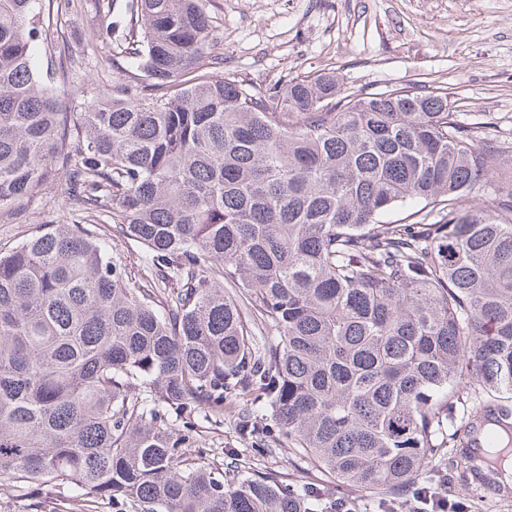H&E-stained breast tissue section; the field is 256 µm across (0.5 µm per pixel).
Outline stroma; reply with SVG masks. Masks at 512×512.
<instances>
[{"mask_svg": "<svg viewBox=\"0 0 512 512\" xmlns=\"http://www.w3.org/2000/svg\"><path fill=\"white\" fill-rule=\"evenodd\" d=\"M125 0H61L40 48L55 62L66 47L74 63L73 94L64 100L80 112L99 90L123 77L129 43L105 42L97 30L104 17L121 21ZM213 50L225 74L256 81H286L306 73H335L343 93L379 92L424 85L447 92L452 111L479 133L512 146V0H210ZM71 214L59 191L43 190L26 220L0 224V248L10 249L40 224H68ZM208 459L220 467L225 449L243 448L252 470L295 483L337 491L356 512H381L376 495L357 487L335 489L319 469L292 465L288 449L250 454L232 417L203 434ZM436 465L423 472L432 491L469 512H512V492L495 496L462 482L443 486Z\"/></svg>", "mask_w": 512, "mask_h": 512, "instance_id": "1", "label": "stroma"}]
</instances>
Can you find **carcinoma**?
Here are the masks:
<instances>
[{"mask_svg": "<svg viewBox=\"0 0 512 512\" xmlns=\"http://www.w3.org/2000/svg\"><path fill=\"white\" fill-rule=\"evenodd\" d=\"M42 2L0 0V224L47 187L80 220L0 251V478L31 509L334 512L210 466L199 413L382 496L436 458L478 474L484 413L483 464L512 449V189L448 93L226 77L209 0H132L127 77L65 112ZM119 250L124 257L126 271L132 280H138L143 276L144 256L146 250L143 246L134 241H125L120 243Z\"/></svg>", "mask_w": 512, "mask_h": 512, "instance_id": "cac0c4a2", "label": "carcinoma"}]
</instances>
